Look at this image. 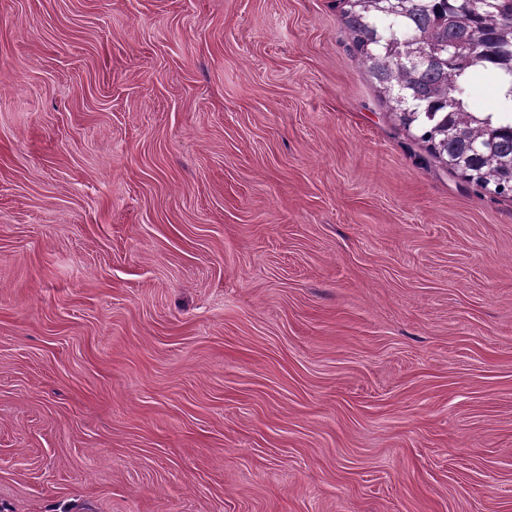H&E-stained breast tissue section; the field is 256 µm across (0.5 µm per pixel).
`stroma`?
<instances>
[{
	"label": "stroma",
	"instance_id": "stroma-1",
	"mask_svg": "<svg viewBox=\"0 0 512 512\" xmlns=\"http://www.w3.org/2000/svg\"><path fill=\"white\" fill-rule=\"evenodd\" d=\"M341 0H0V512H512V193Z\"/></svg>",
	"mask_w": 512,
	"mask_h": 512
}]
</instances>
